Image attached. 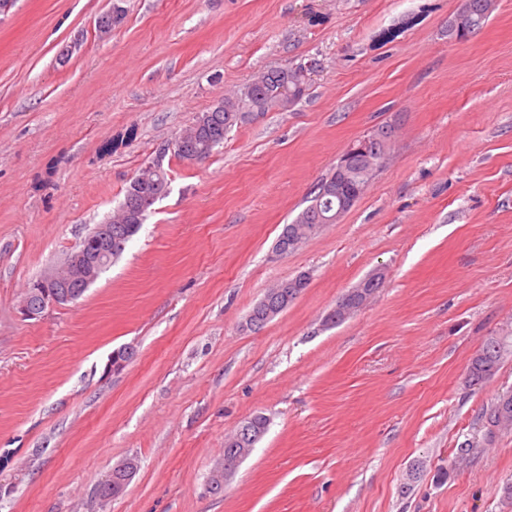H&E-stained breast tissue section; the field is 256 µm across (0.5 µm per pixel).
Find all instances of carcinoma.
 Returning a JSON list of instances; mask_svg holds the SVG:
<instances>
[{
  "label": "carcinoma",
  "mask_w": 512,
  "mask_h": 512,
  "mask_svg": "<svg viewBox=\"0 0 512 512\" xmlns=\"http://www.w3.org/2000/svg\"><path fill=\"white\" fill-rule=\"evenodd\" d=\"M484 0H468L461 4L456 16H465L464 24L474 34L484 27L489 16L485 14ZM308 78L301 68L278 67L267 71L262 83L254 81L243 87L234 96L224 97L212 108L196 116L177 137L182 147H173L174 156L182 161H202L213 154L224 143V137L231 128L257 118L261 113L278 108L285 110L300 101L307 90ZM394 129L382 125L353 143L359 146L362 141L370 144L369 159L379 158L387 152ZM168 149L162 148L152 162L143 167L126 188L123 201L116 211L108 217L112 225V243H100L98 251H107L110 245L127 246L138 233L147 214L155 202L168 188L167 173L163 168V158ZM336 171H331L314 190L311 204L298 214L292 222L307 239L317 233L313 225L324 223L323 217L336 214L340 201L333 187L336 185ZM280 305V295L269 290L249 311L248 316L255 330L263 329L275 318L274 312ZM506 351L504 339L498 336L488 337L482 348L472 357L467 383L480 386L497 372L503 354ZM487 431L484 439L492 440L496 433L512 426V400L505 401L501 394L492 403L485 414Z\"/></svg>",
  "instance_id": "cac0c4a2"
}]
</instances>
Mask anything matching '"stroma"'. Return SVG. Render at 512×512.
I'll use <instances>...</instances> for the list:
<instances>
[{"label":"stroma","mask_w":512,"mask_h":512,"mask_svg":"<svg viewBox=\"0 0 512 512\" xmlns=\"http://www.w3.org/2000/svg\"><path fill=\"white\" fill-rule=\"evenodd\" d=\"M461 0H14L0 13V512H512V429L483 438L512 352V0L467 41ZM124 11L107 37L96 19ZM303 99L233 128L207 160L166 156L169 191L76 301L34 319L25 289L122 202L139 170L259 72ZM394 137L338 223L276 254L354 141ZM348 319L326 315L375 269ZM309 282L261 331L248 312ZM133 347L122 371L106 364ZM268 429L227 481L224 439ZM474 442L459 456L464 442ZM447 470V480L437 474ZM506 346L504 339L498 336H490L485 340L470 361L467 374L469 386H481L495 375L507 350ZM138 461L134 458H128L124 461L117 463L110 469L98 482V486H109L112 489V478L120 477L122 480V487H126L130 484L133 477L138 470ZM113 491V489H112Z\"/></svg>","instance_id":"35a3bbf8"}]
</instances>
